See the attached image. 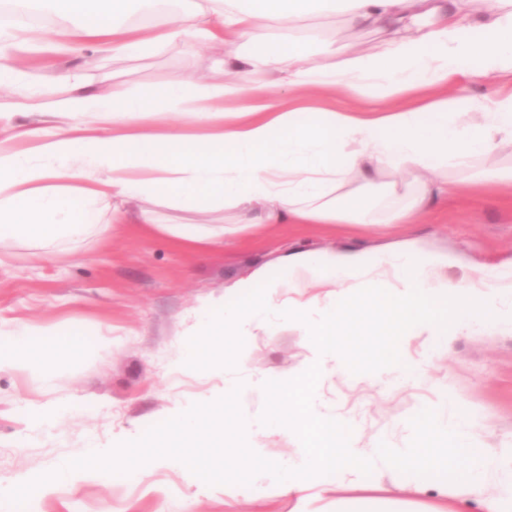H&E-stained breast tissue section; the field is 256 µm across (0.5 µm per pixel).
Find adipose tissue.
Here are the masks:
<instances>
[{
  "instance_id": "1",
  "label": "adipose tissue",
  "mask_w": 512,
  "mask_h": 512,
  "mask_svg": "<svg viewBox=\"0 0 512 512\" xmlns=\"http://www.w3.org/2000/svg\"><path fill=\"white\" fill-rule=\"evenodd\" d=\"M128 0H65L80 19L57 50L107 47L144 55L172 43L214 46L220 78L171 79L102 94L76 76L52 88L24 81L15 51L29 39L0 33V89H18L23 124L0 123V240L75 242L111 224H147L181 240L223 241L224 227L162 222L157 209L219 208L229 223L412 224L462 186L490 173L512 195V91L452 95L454 84L512 77V0L475 13L473 0H208L162 29L117 24ZM333 16L342 29L384 31L368 50L317 57L287 35L301 18ZM287 91L290 105L267 96ZM52 106H44L46 92ZM429 92L422 104L404 97ZM380 99L382 110L322 107L328 96ZM185 115L198 130L168 127ZM465 180L445 178L447 170ZM411 177L402 190L392 174ZM34 327L0 329V370L37 366L58 375L60 354L80 333L48 344Z\"/></svg>"
}]
</instances>
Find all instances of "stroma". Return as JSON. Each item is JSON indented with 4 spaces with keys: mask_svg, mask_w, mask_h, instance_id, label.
I'll return each mask as SVG.
<instances>
[{
    "mask_svg": "<svg viewBox=\"0 0 512 512\" xmlns=\"http://www.w3.org/2000/svg\"><path fill=\"white\" fill-rule=\"evenodd\" d=\"M57 26L34 28L42 53L19 48L26 81L51 84L76 71L99 92L120 83L136 88L173 77L215 74V57L204 46L174 44L156 54L130 58L109 51L57 52ZM416 242L425 252L449 253L458 279L470 266L512 270V197L493 183L449 198L418 224H262L228 234L220 245H190L142 224H125L112 235L42 246L24 239L0 242V327L18 322L58 335L84 334L53 384L31 367L0 371V486L35 478L59 461L109 446L119 435H142L167 420L177 402L201 399L222 387L221 376L173 371L189 340L194 314L225 286L260 268H275L292 249L357 251L369 255ZM309 356L300 332L281 322L274 335L245 341L232 377L261 373L288 380ZM324 399L342 406L361 424L364 437L400 444L403 427L422 408L452 399L474 426V438L498 451L512 448V334L473 331L438 349L427 375L401 384L368 377L326 381ZM57 412L39 424L33 410ZM322 504L331 512L344 501L350 512H480L455 494H418L404 488L392 467L373 470L364 483L327 485ZM297 501L283 484L262 480L249 497L193 478L181 467L158 462L136 480L79 479L29 499L23 512H295Z\"/></svg>",
    "mask_w": 512,
    "mask_h": 512,
    "instance_id": "stroma-1",
    "label": "stroma"
}]
</instances>
